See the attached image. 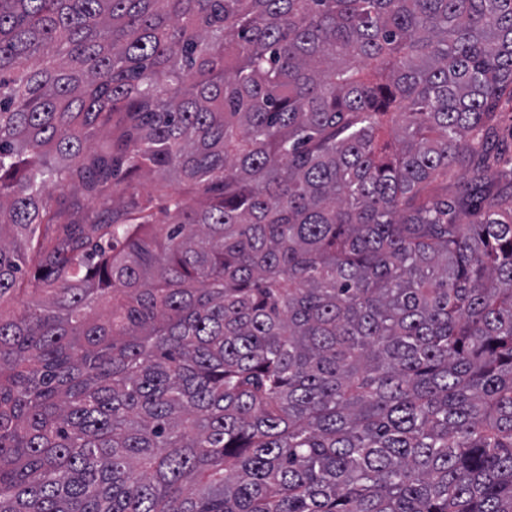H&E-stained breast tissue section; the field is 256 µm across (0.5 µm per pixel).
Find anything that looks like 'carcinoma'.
Here are the masks:
<instances>
[{
  "label": "carcinoma",
  "mask_w": 512,
  "mask_h": 512,
  "mask_svg": "<svg viewBox=\"0 0 512 512\" xmlns=\"http://www.w3.org/2000/svg\"><path fill=\"white\" fill-rule=\"evenodd\" d=\"M504 102L512 0H0V512H512ZM499 112L497 148L501 160L499 169L503 175V182H507L511 179L512 173V104H503Z\"/></svg>",
  "instance_id": "1"
}]
</instances>
